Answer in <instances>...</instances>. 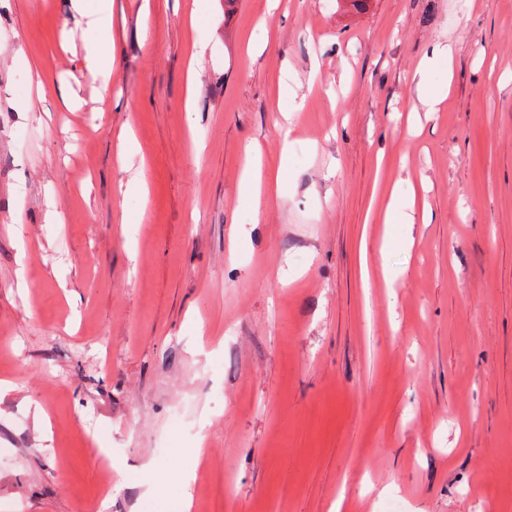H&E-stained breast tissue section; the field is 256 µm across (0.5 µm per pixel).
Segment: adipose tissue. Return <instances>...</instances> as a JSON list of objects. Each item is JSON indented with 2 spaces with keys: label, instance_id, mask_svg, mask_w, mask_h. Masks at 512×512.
<instances>
[{
  "label": "adipose tissue",
  "instance_id": "ef3b65f1",
  "mask_svg": "<svg viewBox=\"0 0 512 512\" xmlns=\"http://www.w3.org/2000/svg\"><path fill=\"white\" fill-rule=\"evenodd\" d=\"M88 0H71L73 11L82 17H88L85 31V68L91 81H107L112 74V0H96L95 11H88ZM450 45H437L430 55L425 56L415 74L417 102L419 108L426 112L436 111L438 105L446 98L445 86L434 83L432 73L438 64L451 60ZM281 174H263L260 148L252 145L247 149L246 164L239 184V196L242 200L253 203L261 201L262 185L280 183Z\"/></svg>",
  "mask_w": 512,
  "mask_h": 512
}]
</instances>
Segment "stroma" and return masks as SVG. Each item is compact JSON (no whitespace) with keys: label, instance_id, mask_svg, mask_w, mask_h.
<instances>
[{"label":"stroma","instance_id":"35a3bbf8","mask_svg":"<svg viewBox=\"0 0 512 512\" xmlns=\"http://www.w3.org/2000/svg\"><path fill=\"white\" fill-rule=\"evenodd\" d=\"M86 25L0 0V512H512V0H112L105 88ZM446 61L448 67H451L452 48L448 44L433 47L430 55L425 56L414 78L418 104L413 105L412 112H419V108L423 112H436L437 106L446 98L447 86L436 84L431 79L438 64ZM15 60L18 64H20L23 68L26 69L29 75V85L28 92L17 96L18 104L26 111H30V90L33 84H36L39 88L43 85L44 74L42 72V68L38 65L37 61L34 58L27 57L23 50H17ZM262 181L260 147L255 144L247 149L246 164L239 184V196L242 200L254 203L256 216L259 214Z\"/></svg>","mask_w":512,"mask_h":512}]
</instances>
